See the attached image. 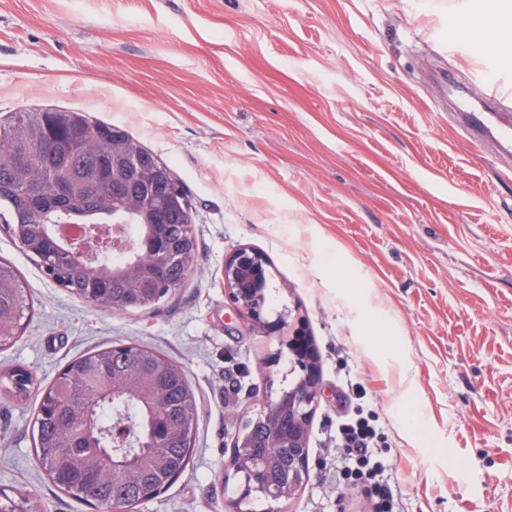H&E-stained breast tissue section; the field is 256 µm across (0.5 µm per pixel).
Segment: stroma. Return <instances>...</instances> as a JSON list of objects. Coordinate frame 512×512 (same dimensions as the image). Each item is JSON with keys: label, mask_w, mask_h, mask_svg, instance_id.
Returning <instances> with one entry per match:
<instances>
[{"label": "stroma", "mask_w": 512, "mask_h": 512, "mask_svg": "<svg viewBox=\"0 0 512 512\" xmlns=\"http://www.w3.org/2000/svg\"><path fill=\"white\" fill-rule=\"evenodd\" d=\"M454 4L0 0V113L119 126L193 205L192 271L149 311L72 296L0 228L34 302L0 372L46 386L135 341L188 376L193 459L135 512H225L227 411L248 420L297 377L279 334L224 291L242 247L266 261L265 318L303 319L317 357L308 477L280 512H372L338 474L336 431L361 415L384 435L400 512H512V152L473 141L455 110L489 94L512 107V63L447 41ZM35 407L0 397V492L93 512L41 467Z\"/></svg>", "instance_id": "35a3bbf8"}]
</instances>
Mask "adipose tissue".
Returning a JSON list of instances; mask_svg holds the SVG:
<instances>
[{"instance_id": "obj_1", "label": "adipose tissue", "mask_w": 512, "mask_h": 512, "mask_svg": "<svg viewBox=\"0 0 512 512\" xmlns=\"http://www.w3.org/2000/svg\"><path fill=\"white\" fill-rule=\"evenodd\" d=\"M455 9L459 22L449 28V40H464L477 56L512 59V0H457Z\"/></svg>"}]
</instances>
